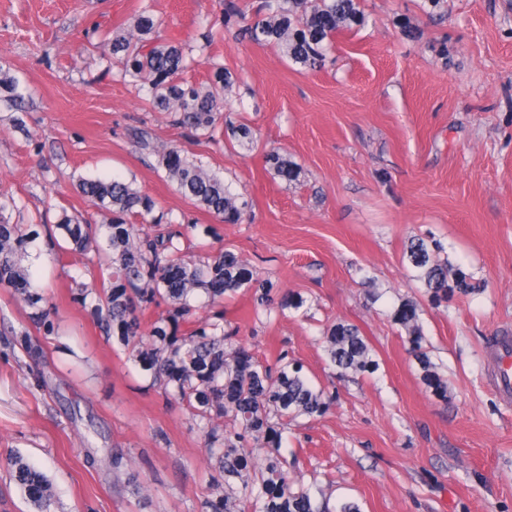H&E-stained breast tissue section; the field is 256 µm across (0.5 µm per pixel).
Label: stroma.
<instances>
[{
	"mask_svg": "<svg viewBox=\"0 0 512 512\" xmlns=\"http://www.w3.org/2000/svg\"><path fill=\"white\" fill-rule=\"evenodd\" d=\"M231 1L250 2L0 0V69L26 102L20 114L0 106V197L16 202L11 223L37 233L21 263L55 324L28 357L9 339L30 328V309L0 288V512H38L10 475L14 452L49 478L51 512H202L211 492L215 463L189 412L77 299L78 285L100 288L110 269L52 244L62 215L105 224L76 184L115 175L155 201L164 219L146 232H179L185 258L223 247L304 297L282 315L246 291L227 303L259 361L287 354L333 397L325 415L288 424L295 487L362 512H512V404L490 382L491 339L512 334V0H446L434 18L422 0H361L367 25L338 31L313 70L224 26ZM146 8L161 20L157 42L189 47L185 80L236 73L228 110L254 130L253 149L220 129L190 137L104 56L102 40ZM402 20L416 38L400 35ZM166 147L243 193V221L181 194L161 164ZM270 149L299 165L297 183L267 170ZM426 235L484 285L424 307L444 399L388 316L397 299L423 297L403 249ZM341 320L359 327L377 371L329 364L323 331Z\"/></svg>",
	"mask_w": 512,
	"mask_h": 512,
	"instance_id": "stroma-1",
	"label": "stroma"
}]
</instances>
